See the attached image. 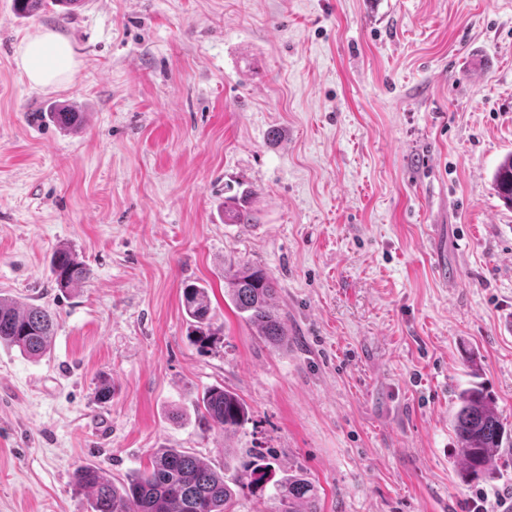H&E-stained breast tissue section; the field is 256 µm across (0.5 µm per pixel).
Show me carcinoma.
Returning a JSON list of instances; mask_svg holds the SVG:
<instances>
[{
  "label": "carcinoma",
  "instance_id": "cac0c4a2",
  "mask_svg": "<svg viewBox=\"0 0 512 512\" xmlns=\"http://www.w3.org/2000/svg\"><path fill=\"white\" fill-rule=\"evenodd\" d=\"M57 126L73 130L83 115L68 106L50 113ZM498 195L512 204V154L506 155L494 174ZM224 217L235 224L251 220L247 210L233 197L224 204ZM51 272L57 287L78 288L91 277V270L67 249L53 253ZM227 296L240 317L257 335L274 347L288 345L287 319L274 304V278L264 268L245 263L224 275ZM182 305L195 328L201 347L216 341L208 289L196 284L182 288ZM56 320L42 306H20L0 296V344L38 360L50 351ZM197 423L204 432L219 429L228 436L249 419V407L235 392L222 386L207 388L195 404ZM453 427L460 448L459 465L468 480H493L498 476L496 459L512 447V432L501 421L493 398L474 383L457 394ZM80 488L89 492L90 512H235L240 491L271 485L269 498L277 512H321L313 482L301 472L275 477L272 463L255 457L242 471L231 476L182 448H159L148 463L125 480L115 482L97 467L87 464L76 471Z\"/></svg>",
  "mask_w": 512,
  "mask_h": 512
}]
</instances>
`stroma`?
<instances>
[{"instance_id":"obj_1","label":"stroma","mask_w":512,"mask_h":512,"mask_svg":"<svg viewBox=\"0 0 512 512\" xmlns=\"http://www.w3.org/2000/svg\"><path fill=\"white\" fill-rule=\"evenodd\" d=\"M80 61L29 85L23 38ZM70 103L77 131L49 118ZM512 0H84L26 17L0 0V293L49 309L40 360L0 345V512H89L92 464L121 480L154 449L304 470L321 512H507L512 453L464 482L450 425L479 381L512 428ZM247 195L251 224L224 221ZM92 271L56 288L50 262ZM276 281L288 345L224 293L230 265ZM220 341L198 349L184 284ZM114 392L96 399L102 381ZM221 385L250 419L201 432ZM18 64L28 82L42 89L70 83L78 68L70 42L49 29L37 30L25 37ZM494 185L498 195L508 204H512V154L506 155L499 163L494 174ZM51 272L57 288L61 289L78 288L91 277V270L67 249H58L53 253Z\"/></svg>"}]
</instances>
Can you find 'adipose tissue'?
Wrapping results in <instances>:
<instances>
[{"mask_svg":"<svg viewBox=\"0 0 512 512\" xmlns=\"http://www.w3.org/2000/svg\"><path fill=\"white\" fill-rule=\"evenodd\" d=\"M19 66L32 86L54 89L72 81L78 62L66 38L52 30L41 29L23 40Z\"/></svg>","mask_w":512,"mask_h":512,"instance_id":"adipose-tissue-1","label":"adipose tissue"}]
</instances>
